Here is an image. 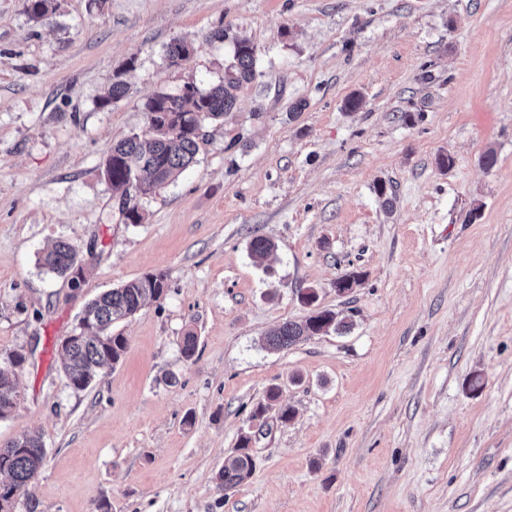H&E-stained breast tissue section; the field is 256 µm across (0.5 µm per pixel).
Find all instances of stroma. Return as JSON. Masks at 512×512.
<instances>
[{"instance_id": "35a3bbf8", "label": "stroma", "mask_w": 512, "mask_h": 512, "mask_svg": "<svg viewBox=\"0 0 512 512\" xmlns=\"http://www.w3.org/2000/svg\"><path fill=\"white\" fill-rule=\"evenodd\" d=\"M52 4L38 22L0 0V360L27 355L0 443L35 429L47 450L15 512H512V0ZM237 38L256 78L122 223L113 142L155 92L216 84ZM60 238L79 287L39 263ZM157 272L165 297L113 326L121 360L67 386L86 303ZM310 288L351 330L263 349ZM272 387L296 415L251 431ZM247 431L255 469L221 492Z\"/></svg>"}]
</instances>
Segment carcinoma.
Returning a JSON list of instances; mask_svg holds the SVG:
<instances>
[{"mask_svg": "<svg viewBox=\"0 0 512 512\" xmlns=\"http://www.w3.org/2000/svg\"><path fill=\"white\" fill-rule=\"evenodd\" d=\"M256 50L247 39L234 44L232 62L224 69L219 84L207 91L187 83L177 94L158 91L144 104L148 130L120 139L106 157L112 189L121 192L120 213L126 224H140L143 215L137 196L174 181L199 151V130L230 112L238 91L256 77ZM273 243L261 236L249 243V255L255 261L266 257ZM79 253L70 242L59 239L44 254L42 265L58 275L78 279ZM167 290L165 275L150 273L102 293L85 306L79 324L91 320L96 331H79L60 345L62 371L67 385L83 389L108 363H118L127 348L122 334L112 333V325L134 316L149 301L160 300ZM349 328L344 320L329 310H314L300 322L286 321L267 333L262 346L270 351L288 349L311 336L342 333ZM25 356L14 352L0 362V418L8 417L19 403L17 378L24 368ZM279 390L272 388L264 400L252 409L249 420L256 421L272 409L280 420L294 417L293 407L277 404ZM251 435L240 436L235 452L224 459L215 474L216 486L226 492L246 481L252 474L254 460L250 453ZM46 458L42 434L37 430L0 445V476L21 493L37 477Z\"/></svg>", "mask_w": 512, "mask_h": 512, "instance_id": "carcinoma-1", "label": "carcinoma"}]
</instances>
